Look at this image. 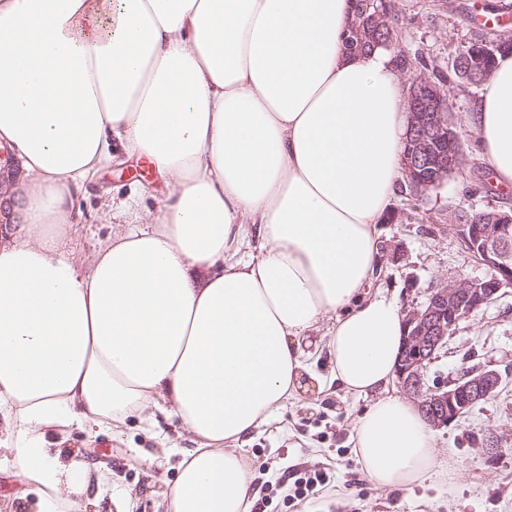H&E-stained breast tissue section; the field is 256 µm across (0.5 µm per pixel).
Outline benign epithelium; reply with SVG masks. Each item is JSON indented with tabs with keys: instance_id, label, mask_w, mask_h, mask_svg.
Returning a JSON list of instances; mask_svg holds the SVG:
<instances>
[{
	"instance_id": "obj_1",
	"label": "benign epithelium",
	"mask_w": 512,
	"mask_h": 512,
	"mask_svg": "<svg viewBox=\"0 0 512 512\" xmlns=\"http://www.w3.org/2000/svg\"><path fill=\"white\" fill-rule=\"evenodd\" d=\"M494 51L489 46L469 48L457 60L463 78L487 79L492 72ZM406 107L409 112L407 151L403 174L424 193L442 185L459 171L461 139L451 122L448 87L425 77H412ZM0 200L9 192L18 173L16 161L0 150ZM449 230L480 263L492 269L485 279L456 278L431 288L426 303L406 314L407 358L397 373L405 395L428 416L430 425L445 426L495 395L502 377L495 370L473 369L446 384H427V369L445 345L452 328L490 303L502 288L512 284V213L486 212L469 224H451Z\"/></svg>"
}]
</instances>
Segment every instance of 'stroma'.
Here are the masks:
<instances>
[{"label": "stroma", "mask_w": 512, "mask_h": 512, "mask_svg": "<svg viewBox=\"0 0 512 512\" xmlns=\"http://www.w3.org/2000/svg\"><path fill=\"white\" fill-rule=\"evenodd\" d=\"M398 40L429 65L448 71L458 52L482 35L512 33V0H395ZM150 187L142 206L154 208L167 188L146 168L129 174L116 165L100 172L83 205L84 221L67 242L76 257L90 256L112 224L135 222L133 214L113 213L110 202ZM512 210V191L465 196L458 177L409 207L394 196L390 209L398 222L377 226L379 264L373 287L395 297L401 311L423 305L430 288L451 277L482 279L490 269L460 245L448 229L455 210ZM497 370L503 383L496 396L445 427L436 428L438 448L465 471L452 483L432 480L408 489L382 491L360 470L353 455L352 421L368 402L330 388L298 395L270 424L255 430L241 446L252 462L256 498L263 512H512V287L461 322L428 367L432 383L457 378L462 368ZM498 447H489L490 438ZM65 447L79 449L82 460L101 472L115 494H129L134 512H154L155 503L176 477L179 455H161L154 428L127 419L121 435L72 432ZM326 470L332 489L304 500H290V484H279L284 471Z\"/></svg>", "instance_id": "obj_1"}]
</instances>
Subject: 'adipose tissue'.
Segmentation results:
<instances>
[{"instance_id": "obj_1", "label": "adipose tissue", "mask_w": 512, "mask_h": 512, "mask_svg": "<svg viewBox=\"0 0 512 512\" xmlns=\"http://www.w3.org/2000/svg\"><path fill=\"white\" fill-rule=\"evenodd\" d=\"M351 0H0V148L19 223L0 226V471L11 512H85L100 477L58 434L160 411L189 432L155 512H250L237 443L294 399L327 323L336 383L382 490L454 477L390 393L405 334L370 292L375 226L402 180L407 88L390 53H347ZM512 187V55L467 116ZM148 161L157 210L94 253L66 247L87 183ZM257 246H250V236Z\"/></svg>"}]
</instances>
